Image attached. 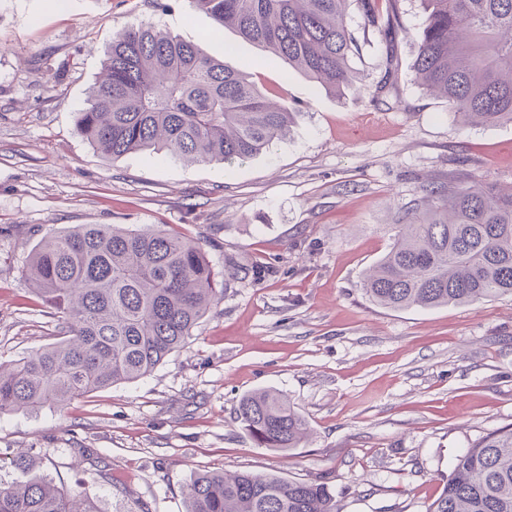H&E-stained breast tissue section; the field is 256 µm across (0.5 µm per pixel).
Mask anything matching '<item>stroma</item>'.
<instances>
[{
  "mask_svg": "<svg viewBox=\"0 0 512 512\" xmlns=\"http://www.w3.org/2000/svg\"><path fill=\"white\" fill-rule=\"evenodd\" d=\"M422 0H399L392 43H362L353 81L311 82L190 0H0V363L58 338L24 266L41 238L78 224L168 226L206 254L222 299L150 375L65 407L0 416V484L32 474L81 491L99 512H186L198 471L319 481L341 512H427L454 458L512 426V297L385 309L360 290L425 179L512 187V123L472 125L411 70ZM148 22L225 59L296 112L252 158L119 160L79 134L105 48ZM393 66L390 92L375 88ZM288 396L309 423L302 447H257L236 420L253 390ZM91 449L97 465L81 462Z\"/></svg>",
  "mask_w": 512,
  "mask_h": 512,
  "instance_id": "stroma-1",
  "label": "stroma"
}]
</instances>
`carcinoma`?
Wrapping results in <instances>:
<instances>
[{
  "instance_id": "obj_1",
  "label": "carcinoma",
  "mask_w": 512,
  "mask_h": 512,
  "mask_svg": "<svg viewBox=\"0 0 512 512\" xmlns=\"http://www.w3.org/2000/svg\"><path fill=\"white\" fill-rule=\"evenodd\" d=\"M398 0H190L216 28H230L329 91L351 83L359 45L346 17L390 43ZM417 82L462 119L512 122V0H423ZM295 113L245 73L150 23L118 32L77 113L82 137L117 160L156 150L196 162L260 154L288 134ZM420 207L396 225L386 253L363 274L373 304L434 309L512 297V188L471 181L421 185ZM26 274L55 310L62 338L0 366V415L64 405L149 375L184 347L220 300L194 242L161 228L80 224L43 238ZM242 428L260 448L287 451L308 437L306 418L273 390L242 396ZM186 512H340L317 481L257 472L194 473ZM0 512H98L81 493L42 478L0 486ZM427 512H512V428L457 456Z\"/></svg>"
}]
</instances>
